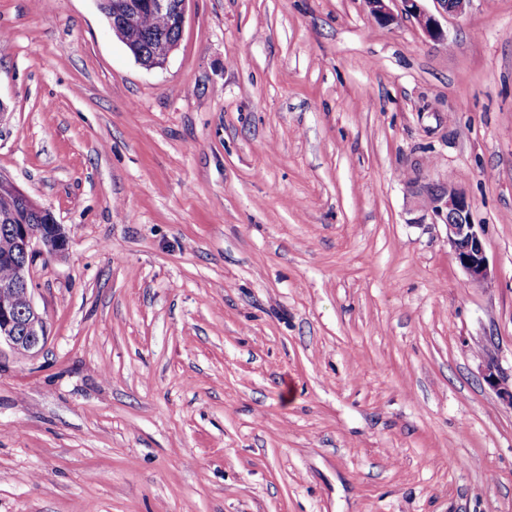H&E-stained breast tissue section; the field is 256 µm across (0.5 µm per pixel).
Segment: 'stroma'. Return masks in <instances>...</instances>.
Returning a JSON list of instances; mask_svg holds the SVG:
<instances>
[{
  "label": "stroma",
  "instance_id": "obj_1",
  "mask_svg": "<svg viewBox=\"0 0 512 512\" xmlns=\"http://www.w3.org/2000/svg\"><path fill=\"white\" fill-rule=\"evenodd\" d=\"M0 0V174L69 249L0 349V512H512V0ZM472 201L469 282L424 205ZM98 1L99 10L111 24L112 31L117 35H121L122 27L129 28L135 26L139 15L144 11L152 12L143 15L139 26L130 28L128 32L124 31L122 39L134 58L142 65H146L152 61L155 48L162 37L167 42H179L186 18L187 4L190 0H136L146 2L130 4L123 17L118 20L120 27L113 23L112 10L113 15H117L118 12L123 10L127 1ZM167 13L176 14L179 25L176 19ZM402 3L405 15L413 18L420 30L432 40L443 38V30L438 18L422 7L424 0H399ZM483 379L512 408V386L505 385V378L493 362H486L483 369Z\"/></svg>",
  "mask_w": 512,
  "mask_h": 512
}]
</instances>
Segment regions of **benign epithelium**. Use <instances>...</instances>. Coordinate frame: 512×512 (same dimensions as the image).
<instances>
[{
    "mask_svg": "<svg viewBox=\"0 0 512 512\" xmlns=\"http://www.w3.org/2000/svg\"><path fill=\"white\" fill-rule=\"evenodd\" d=\"M189 0H140L128 6L125 14L112 25V31L136 25L145 11L155 14L173 13L179 26H184ZM370 13L379 20L391 16L390 4L395 0H366ZM405 14L413 18L430 39L443 38L438 18L424 9L422 0H400ZM446 15L462 14L472 0H435ZM11 194L21 212L0 216L9 226V234L0 241V263L13 268V277L0 282V345L13 352L27 355L43 346L46 329L43 316L31 297V262L35 256L46 260L63 255L68 238L54 221L51 212L35 204L11 180L0 176V193ZM425 211L442 220L455 260L470 282L486 286L491 283V271L484 243L472 220V204L467 194L454 186L439 187L427 195ZM484 381L501 399L512 407V386L505 385L497 366L488 361L483 369Z\"/></svg>",
    "mask_w": 512,
    "mask_h": 512,
    "instance_id": "obj_1",
    "label": "benign epithelium"
}]
</instances>
